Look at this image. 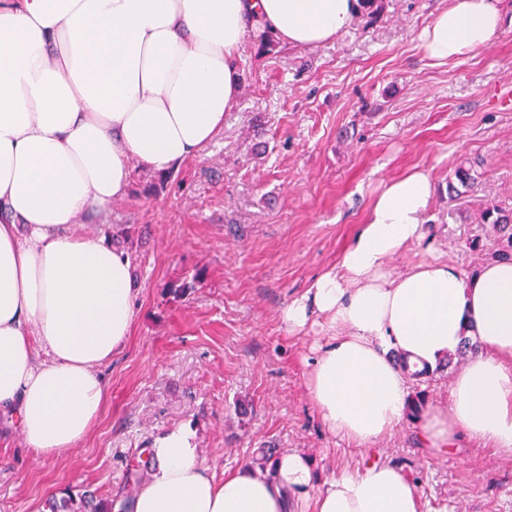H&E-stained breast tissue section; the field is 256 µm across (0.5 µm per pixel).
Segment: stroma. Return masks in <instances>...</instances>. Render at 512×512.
Wrapping results in <instances>:
<instances>
[{
	"instance_id": "1",
	"label": "stroma",
	"mask_w": 512,
	"mask_h": 512,
	"mask_svg": "<svg viewBox=\"0 0 512 512\" xmlns=\"http://www.w3.org/2000/svg\"><path fill=\"white\" fill-rule=\"evenodd\" d=\"M449 0H376L349 33L317 47L250 37L241 93L224 131L165 174L134 167L128 195L95 229L133 266L138 312L102 374L108 399L91 433L60 454L33 456L0 419V512H48L51 496L85 490L128 501L160 433L197 431L210 473L261 450L293 449L320 480L389 463L416 482L424 512H512V455L474 444L435 452L405 420L361 449L331 434L309 397L307 363L319 328L288 331L282 309L338 262L381 187L418 168L434 194L428 242L397 255L393 271L438 257L471 273L488 261L469 241L487 237L480 203L512 205V0L495 41L466 58L429 59L419 36ZM479 162L471 200L446 190L461 159ZM450 355L411 380L427 405L447 404Z\"/></svg>"
}]
</instances>
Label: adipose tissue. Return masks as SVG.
I'll use <instances>...</instances> for the list:
<instances>
[{"label":"adipose tissue","instance_id":"1","mask_svg":"<svg viewBox=\"0 0 512 512\" xmlns=\"http://www.w3.org/2000/svg\"><path fill=\"white\" fill-rule=\"evenodd\" d=\"M359 11L358 0H0V416L29 449L49 456L88 436L106 399L100 368L136 315L129 256L75 224L127 195L133 164L168 172L223 131L256 24L312 47L348 32ZM501 25V0H450L422 47L440 63L460 59ZM433 193L419 169L388 182L338 266L281 320L320 327L308 392L328 430L357 448L400 428L409 372L476 343L448 405L422 416L421 439L512 453V262L390 269L423 240ZM148 453L131 512H423L413 481L387 463L320 487L309 458L285 450L271 477L244 464L219 482L188 424Z\"/></svg>","mask_w":512,"mask_h":512}]
</instances>
